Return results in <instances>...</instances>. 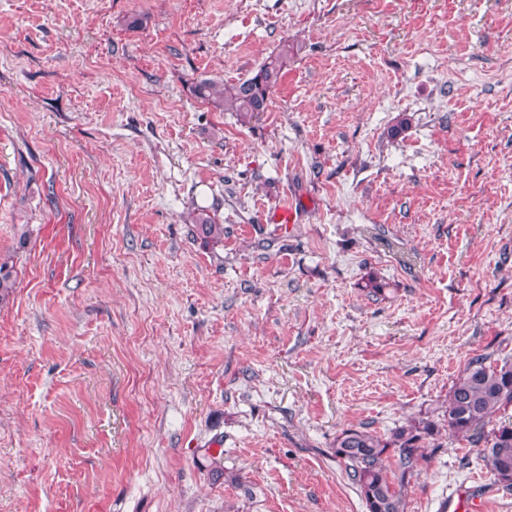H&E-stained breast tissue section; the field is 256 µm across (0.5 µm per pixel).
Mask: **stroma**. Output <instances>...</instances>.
Wrapping results in <instances>:
<instances>
[{
    "label": "stroma",
    "instance_id": "obj_1",
    "mask_svg": "<svg viewBox=\"0 0 512 512\" xmlns=\"http://www.w3.org/2000/svg\"><path fill=\"white\" fill-rule=\"evenodd\" d=\"M7 259L0 512H366L342 431L512 358V0H0ZM437 441L404 512H512ZM299 50L298 45L284 44L278 53L266 59L254 76L234 84L202 80L195 84L194 94L224 112H236L244 117L265 112L270 92L278 85L288 60ZM190 223L195 224L197 233L204 239H221L224 237V225L219 223L215 215L203 209L193 211Z\"/></svg>",
    "mask_w": 512,
    "mask_h": 512
}]
</instances>
